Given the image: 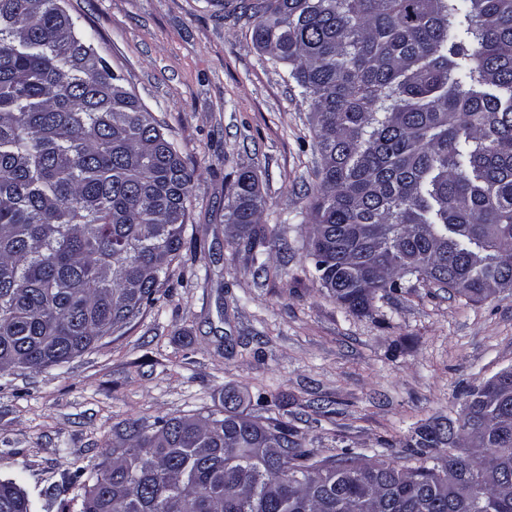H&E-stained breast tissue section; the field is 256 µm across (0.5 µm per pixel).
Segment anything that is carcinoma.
<instances>
[{"instance_id": "cac0c4a2", "label": "carcinoma", "mask_w": 512, "mask_h": 512, "mask_svg": "<svg viewBox=\"0 0 512 512\" xmlns=\"http://www.w3.org/2000/svg\"><path fill=\"white\" fill-rule=\"evenodd\" d=\"M65 0H0V373L66 363L156 304L182 262L194 173ZM252 40L311 101L310 257L353 313L404 279L512 288V0H250ZM237 172L225 223L268 272L288 252ZM224 388L207 414L115 432L82 512H512V391L412 431L404 469L316 459ZM0 512H33L0 478Z\"/></svg>"}]
</instances>
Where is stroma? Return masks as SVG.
<instances>
[{
    "label": "stroma",
    "mask_w": 512,
    "mask_h": 512,
    "mask_svg": "<svg viewBox=\"0 0 512 512\" xmlns=\"http://www.w3.org/2000/svg\"><path fill=\"white\" fill-rule=\"evenodd\" d=\"M65 5L194 169L187 245L155 308L67 363L0 375V477L21 474L37 512H81V484L62 501L52 490L75 471L95 475L115 427L206 413L228 385L318 458L415 466L413 429L457 417L469 389L512 368V291L472 302L412 279L349 312L308 254L320 183L311 104L254 45L240 0ZM246 166L263 223L290 245L261 277L224 236Z\"/></svg>",
    "instance_id": "35a3bbf8"
}]
</instances>
